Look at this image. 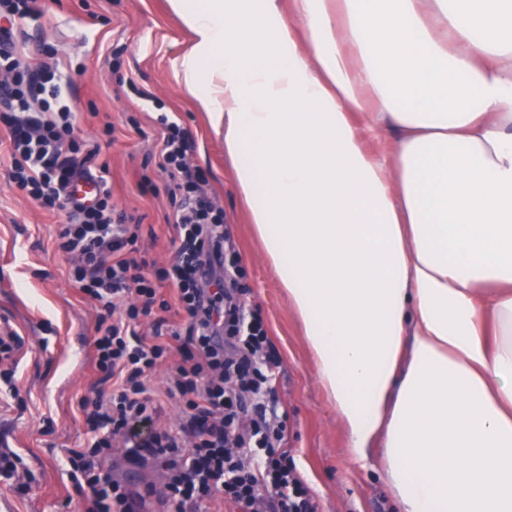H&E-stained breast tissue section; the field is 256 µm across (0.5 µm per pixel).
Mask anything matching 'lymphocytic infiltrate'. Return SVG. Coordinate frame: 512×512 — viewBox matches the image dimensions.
Listing matches in <instances>:
<instances>
[{"label": "lymphocytic infiltrate", "mask_w": 512, "mask_h": 512, "mask_svg": "<svg viewBox=\"0 0 512 512\" xmlns=\"http://www.w3.org/2000/svg\"><path fill=\"white\" fill-rule=\"evenodd\" d=\"M37 3L0 0V72L12 76L0 87V129L11 183L45 211L65 213L56 249L98 311L93 360L112 390L79 400L91 438L67 449L66 464L80 512H131L128 488L112 475L116 452L162 470L166 512L224 501L241 512H318L282 449L288 417L272 388L279 361L263 319L243 298L240 255L223 211L202 191L204 173L188 161L184 133L164 117L154 143L157 172L179 201L167 220L175 254L159 266L138 245L141 217L117 213L107 182L91 199L73 190L95 178L101 146L75 139L56 69L16 51L15 24L40 16ZM162 365L168 374L158 393L151 377ZM167 400L181 410L168 428Z\"/></svg>", "instance_id": "1"}]
</instances>
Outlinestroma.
Masks as SVG:
<instances>
[{
	"instance_id": "35a3bbf8",
	"label": "stroma",
	"mask_w": 512,
	"mask_h": 512,
	"mask_svg": "<svg viewBox=\"0 0 512 512\" xmlns=\"http://www.w3.org/2000/svg\"><path fill=\"white\" fill-rule=\"evenodd\" d=\"M42 17L27 21L19 48L35 60L57 61L62 101L75 114L79 137L100 141L120 211L143 216L154 236L141 248L164 264L173 249L164 215L171 201L150 161L160 116L184 130L194 166L224 220L246 270L240 286L264 320L277 352L275 388L288 415L284 445L313 491L319 512H396L381 451L367 466L352 464L348 442L318 384L300 325L288 306L248 217L238 202L224 140L207 125L177 76L191 34L167 0H40ZM113 134H105V124ZM64 215H52L11 188L0 165V326L25 339L16 384L24 405L0 395V445L17 452L33 483L18 494L0 482V512H78L65 451L89 436L78 400L98 376L91 366L97 312L67 276L54 242Z\"/></svg>"
}]
</instances>
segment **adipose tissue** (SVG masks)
Here are the masks:
<instances>
[{
	"mask_svg": "<svg viewBox=\"0 0 512 512\" xmlns=\"http://www.w3.org/2000/svg\"><path fill=\"white\" fill-rule=\"evenodd\" d=\"M354 463L512 512V0H168Z\"/></svg>",
	"mask_w": 512,
	"mask_h": 512,
	"instance_id": "adipose-tissue-1",
	"label": "adipose tissue"
}]
</instances>
